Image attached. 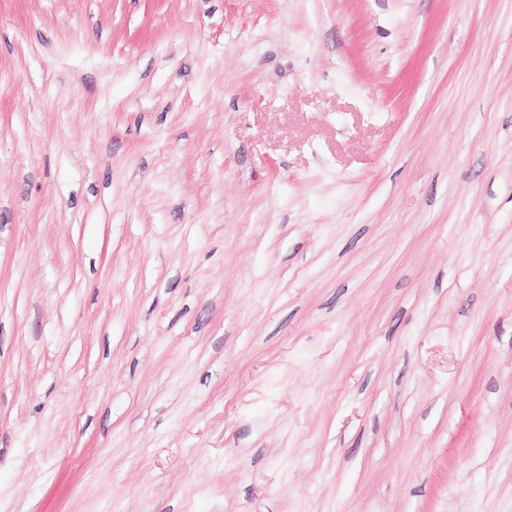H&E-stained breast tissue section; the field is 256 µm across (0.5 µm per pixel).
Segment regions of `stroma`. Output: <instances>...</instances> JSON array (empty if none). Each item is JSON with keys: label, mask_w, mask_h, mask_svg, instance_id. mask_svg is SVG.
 Segmentation results:
<instances>
[{"label": "stroma", "mask_w": 512, "mask_h": 512, "mask_svg": "<svg viewBox=\"0 0 512 512\" xmlns=\"http://www.w3.org/2000/svg\"><path fill=\"white\" fill-rule=\"evenodd\" d=\"M0 512H512V0H0Z\"/></svg>", "instance_id": "stroma-1"}]
</instances>
